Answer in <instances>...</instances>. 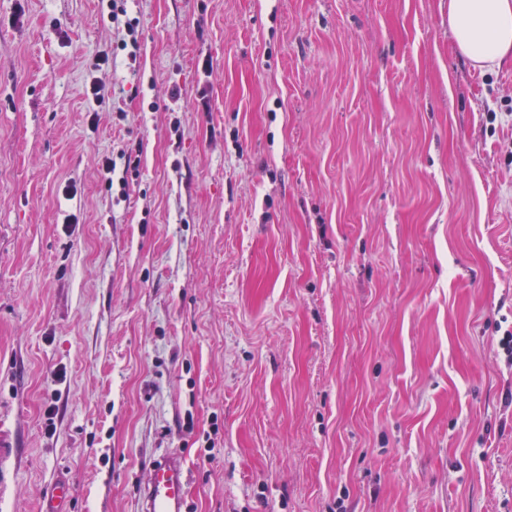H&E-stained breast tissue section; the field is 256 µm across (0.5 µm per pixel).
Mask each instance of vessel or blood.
<instances>
[{
	"label": "vessel or blood",
	"mask_w": 512,
	"mask_h": 512,
	"mask_svg": "<svg viewBox=\"0 0 512 512\" xmlns=\"http://www.w3.org/2000/svg\"><path fill=\"white\" fill-rule=\"evenodd\" d=\"M150 478L138 495L141 512H188V468L179 450L167 449L148 462ZM70 501L67 483H56L46 492L41 512H65Z\"/></svg>",
	"instance_id": "vessel-or-blood-1"
}]
</instances>
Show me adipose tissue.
<instances>
[{
    "instance_id": "1",
    "label": "adipose tissue",
    "mask_w": 512,
    "mask_h": 512,
    "mask_svg": "<svg viewBox=\"0 0 512 512\" xmlns=\"http://www.w3.org/2000/svg\"><path fill=\"white\" fill-rule=\"evenodd\" d=\"M448 27L472 64L493 67L512 59V0H448Z\"/></svg>"
}]
</instances>
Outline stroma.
Listing matches in <instances>:
<instances>
[{
	"label": "stroma",
	"instance_id": "1",
	"mask_svg": "<svg viewBox=\"0 0 512 512\" xmlns=\"http://www.w3.org/2000/svg\"><path fill=\"white\" fill-rule=\"evenodd\" d=\"M110 9L0 0V512L164 448L191 512H512V63L448 0ZM118 2V0L112 1V22L119 24L122 22L121 18H124L123 25L126 35L129 37L130 46L134 49L133 52H135L138 48L137 33L140 21L136 17L130 18L124 5H118Z\"/></svg>",
	"mask_w": 512,
	"mask_h": 512
}]
</instances>
